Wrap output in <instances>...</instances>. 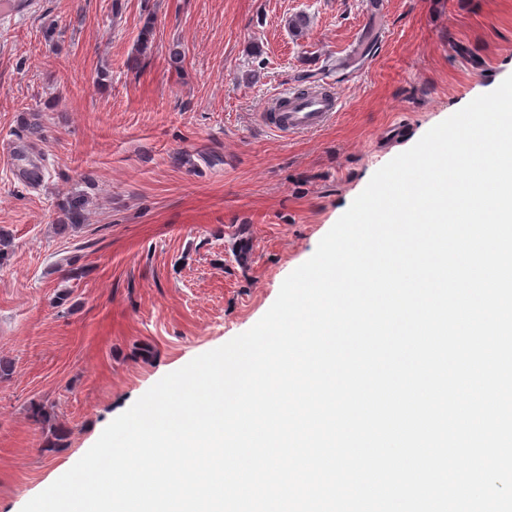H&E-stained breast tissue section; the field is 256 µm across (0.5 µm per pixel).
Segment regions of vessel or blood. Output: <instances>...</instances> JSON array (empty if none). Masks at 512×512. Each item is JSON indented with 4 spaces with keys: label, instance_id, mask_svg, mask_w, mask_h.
I'll return each mask as SVG.
<instances>
[{
    "label": "vessel or blood",
    "instance_id": "1",
    "mask_svg": "<svg viewBox=\"0 0 512 512\" xmlns=\"http://www.w3.org/2000/svg\"><path fill=\"white\" fill-rule=\"evenodd\" d=\"M284 111L263 113L262 118L270 129L283 133L305 134L318 131L329 124L340 108L338 96L321 94L298 95L295 92H279Z\"/></svg>",
    "mask_w": 512,
    "mask_h": 512
}]
</instances>
